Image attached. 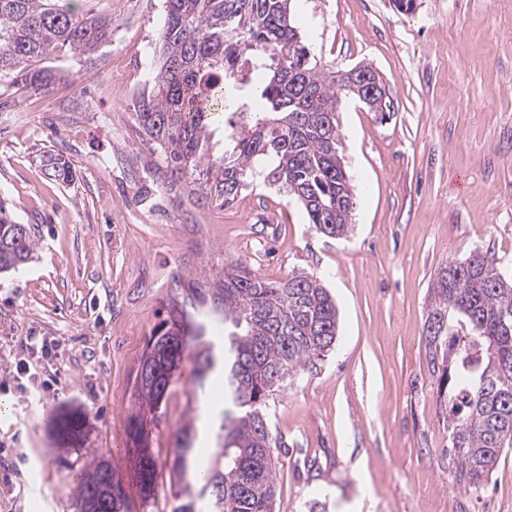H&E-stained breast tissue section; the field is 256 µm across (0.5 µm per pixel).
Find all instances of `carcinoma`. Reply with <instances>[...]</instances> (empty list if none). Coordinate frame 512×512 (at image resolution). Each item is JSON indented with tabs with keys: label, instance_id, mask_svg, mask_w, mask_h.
I'll return each mask as SVG.
<instances>
[{
	"label": "carcinoma",
	"instance_id": "carcinoma-1",
	"mask_svg": "<svg viewBox=\"0 0 512 512\" xmlns=\"http://www.w3.org/2000/svg\"><path fill=\"white\" fill-rule=\"evenodd\" d=\"M291 0H165L162 65L152 88L136 98L134 120L164 163L162 182H185L196 202L221 207L258 181L278 187L304 208L316 233L348 232L354 192L336 167L340 131L336 102L358 98L310 61L290 16ZM105 18L73 13L59 0H0V77L12 73L35 87L51 75L33 62L60 47L89 56L109 34ZM224 124V156L204 162L208 128ZM49 178L68 183V161L46 152ZM35 247L31 228L0 215V270L26 263ZM224 336L215 342L174 299L171 324L148 339L132 386L127 440L135 455L142 512L155 497L154 430L179 377L170 371L194 350L193 393L223 376L224 402L213 434L217 448L205 464L192 448V425L178 431L170 480L172 512H274L282 442L269 424L271 402L295 377L313 372L333 350L336 303L320 278L293 272L266 281L241 261L224 266L216 288H190ZM426 335L442 349L432 374L448 401L453 430L448 457L453 479L478 492L501 451L512 447V280L480 251L451 259L437 273ZM79 512H133L122 481L107 461L89 469L75 492Z\"/></svg>",
	"mask_w": 512,
	"mask_h": 512
}]
</instances>
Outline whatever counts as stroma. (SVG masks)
Wrapping results in <instances>:
<instances>
[{
    "mask_svg": "<svg viewBox=\"0 0 512 512\" xmlns=\"http://www.w3.org/2000/svg\"><path fill=\"white\" fill-rule=\"evenodd\" d=\"M108 18L93 56L61 49L39 61L47 87L0 79V207L30 225L36 245L0 271V512H78L85 471L107 460L132 505L140 486L126 426L138 358L171 299L212 288L240 260L267 281L317 275L339 311L336 349L277 396L282 438L275 512H512V448L483 490L450 475L446 405L425 336L432 285L449 259L494 254L512 277V0H292L305 45L325 68L371 65L389 118L354 100L337 114L354 187L346 236L317 234L276 187L242 190L228 207L199 206L156 185L157 158L134 104L160 66L163 0H67ZM54 151L62 184L39 157ZM53 340L43 362L52 393L20 392V340ZM177 384L153 435L151 512L175 505L174 435L196 428L212 450L210 408L188 414ZM77 421L71 435L62 417ZM41 163L50 179L61 183L70 182V178H72L73 174L68 161H66L62 155L45 152L42 156Z\"/></svg>",
    "mask_w": 512,
    "mask_h": 512,
    "instance_id": "obj_1",
    "label": "stroma"
}]
</instances>
